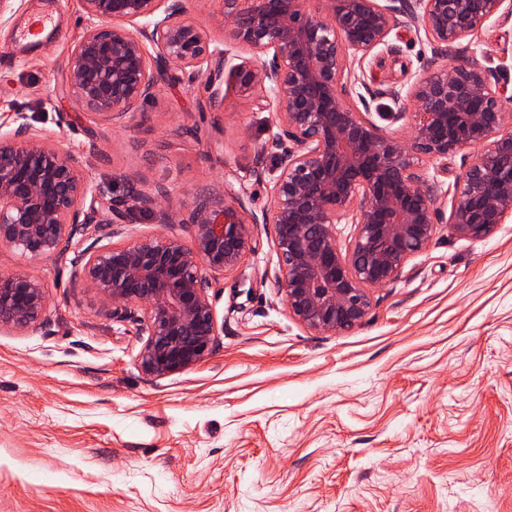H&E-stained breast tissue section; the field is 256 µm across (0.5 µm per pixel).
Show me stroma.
I'll list each match as a JSON object with an SVG mask.
<instances>
[{"label":"stroma","instance_id":"stroma-1","mask_svg":"<svg viewBox=\"0 0 512 512\" xmlns=\"http://www.w3.org/2000/svg\"><path fill=\"white\" fill-rule=\"evenodd\" d=\"M44 12L53 34L21 42ZM85 28L81 0H14L0 24V123L21 112L62 149L95 143L91 175L116 195L162 183L186 213L234 188L253 249L214 287L217 348L149 379L135 324L114 321L64 263L0 247V275L46 288L42 328L0 329V512H512V220L484 239L446 220L480 148L416 158L442 189L431 245L372 289L360 326L319 334L290 315L273 280L274 227L260 221L276 160L261 176L251 167L275 110L229 82L223 111L200 110L199 76L111 121L74 111L63 65ZM473 57L512 113V18L449 54L400 24L349 60L365 77L351 102L387 111L400 77Z\"/></svg>","mask_w":512,"mask_h":512}]
</instances>
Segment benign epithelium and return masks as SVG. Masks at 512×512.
<instances>
[{"instance_id": "obj_1", "label": "benign epithelium", "mask_w": 512, "mask_h": 512, "mask_svg": "<svg viewBox=\"0 0 512 512\" xmlns=\"http://www.w3.org/2000/svg\"><path fill=\"white\" fill-rule=\"evenodd\" d=\"M81 2L87 26L63 73L73 109L110 120L185 74L206 76L214 110L224 107L226 75L243 94L261 90L258 110L276 102L268 149L277 165L263 223L274 225L278 291L306 328L336 335L360 326L370 289L398 280L428 248L439 185L414 156L446 160L482 147L456 180L449 224L483 239L512 218V120L504 90L477 58L393 91L413 109L407 145L351 105L358 78L347 69L349 58L385 44L400 17L420 22L447 49L474 40L491 19L512 16V0H222V49L188 19L184 0ZM237 45L272 59L240 60ZM94 150L54 146L19 115L0 132V246L30 259H69L72 275L112 306V318L146 336L138 357L145 376L189 371L219 336L213 282L250 250L242 203L227 191L222 203L203 200L181 219L163 185L115 198L110 185L89 177ZM144 211L161 224L193 226L192 242L124 238L132 215ZM348 218L356 233L344 247L335 225ZM44 308L41 280L0 276V328H38Z\"/></svg>"}]
</instances>
